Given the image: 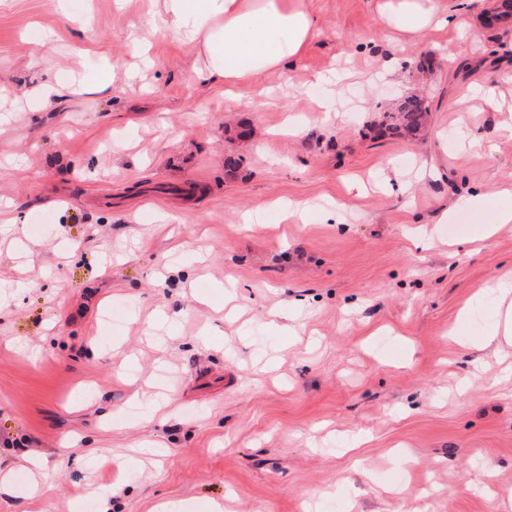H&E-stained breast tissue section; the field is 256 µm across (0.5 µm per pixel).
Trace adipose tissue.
Returning <instances> with one entry per match:
<instances>
[{
    "mask_svg": "<svg viewBox=\"0 0 512 512\" xmlns=\"http://www.w3.org/2000/svg\"><path fill=\"white\" fill-rule=\"evenodd\" d=\"M420 0H397L391 12L412 33L440 30L447 14L422 8ZM167 22L201 49L207 66L201 77L231 84L260 80L294 64L320 20L306 0H166ZM496 310L487 340L512 347V276L492 287Z\"/></svg>",
    "mask_w": 512,
    "mask_h": 512,
    "instance_id": "ef3b65f1",
    "label": "adipose tissue"
}]
</instances>
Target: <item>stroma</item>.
Listing matches in <instances>:
<instances>
[{
	"label": "stroma",
	"instance_id": "stroma-1",
	"mask_svg": "<svg viewBox=\"0 0 512 512\" xmlns=\"http://www.w3.org/2000/svg\"><path fill=\"white\" fill-rule=\"evenodd\" d=\"M382 2L229 100L163 0H0V512H512V348L447 335L512 272V22ZM396 6L391 2V13L395 14L398 26L408 32L421 33L429 29H444L451 19L448 13H437L432 7L424 9L419 2L424 0H396ZM428 108L419 96L406 97L395 109L383 113L381 130L392 136L414 137L420 130Z\"/></svg>",
	"mask_w": 512,
	"mask_h": 512
}]
</instances>
